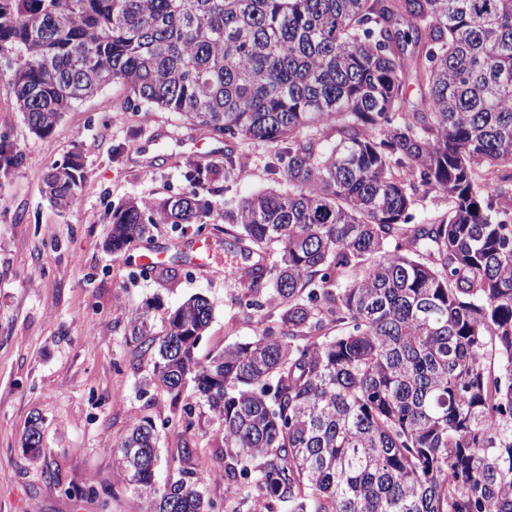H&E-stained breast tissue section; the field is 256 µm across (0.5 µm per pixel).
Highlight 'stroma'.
Returning <instances> with one entry per match:
<instances>
[{
    "instance_id": "obj_1",
    "label": "stroma",
    "mask_w": 512,
    "mask_h": 512,
    "mask_svg": "<svg viewBox=\"0 0 512 512\" xmlns=\"http://www.w3.org/2000/svg\"><path fill=\"white\" fill-rule=\"evenodd\" d=\"M126 89L112 84L77 103L52 133L30 132L14 98L0 88V140L13 161L0 158V512H137V497L113 462L112 448L132 419L160 428L158 481L172 474L182 444L196 453L192 466L221 512L225 500L222 435L205 404H196L192 433L181 440L178 419L194 392L163 388L141 393L149 372L127 334L129 316L149 309L155 332L166 314L201 293L212 318L196 355L206 360L225 345L250 341L253 322L237 299L239 270L224 243L223 224L181 229L159 224L150 239L125 251L106 250L110 209L130 198L150 200L196 191L223 205L277 186L269 164L273 144H232L247 175L224 182L223 138L191 126L175 112L124 109ZM196 143L206 159L189 152ZM80 154L83 187L77 204L60 212L42 193L48 169ZM204 163L206 180H186L189 165ZM203 243L199 263L183 259L190 240ZM161 251L171 278L142 276L137 254ZM41 420L45 457L24 447L30 418Z\"/></svg>"
}]
</instances>
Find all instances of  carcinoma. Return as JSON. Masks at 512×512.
I'll use <instances>...</instances> for the list:
<instances>
[{
    "instance_id": "carcinoma-1",
    "label": "carcinoma",
    "mask_w": 512,
    "mask_h": 512,
    "mask_svg": "<svg viewBox=\"0 0 512 512\" xmlns=\"http://www.w3.org/2000/svg\"><path fill=\"white\" fill-rule=\"evenodd\" d=\"M3 89L50 134L121 83L125 107L178 112L227 141L276 144L288 190L224 201L253 340L201 363L196 294L164 334L129 336L148 384L187 378L222 431L224 494L288 512H512V0H0ZM414 76L421 103L409 106ZM330 127L335 140L310 135ZM245 169L224 152V180ZM73 156L45 195L79 199ZM446 210L413 223L418 194ZM191 191L112 209L107 246L195 224ZM154 424L112 449L139 512H217L189 468L156 487ZM25 446L41 453L40 422Z\"/></svg>"
}]
</instances>
